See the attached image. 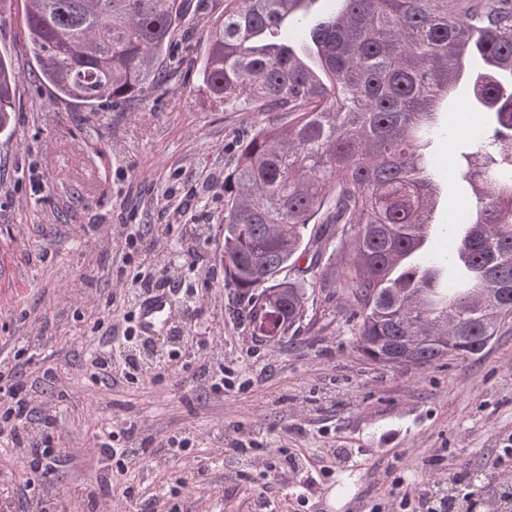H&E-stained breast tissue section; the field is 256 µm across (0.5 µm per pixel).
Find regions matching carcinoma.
<instances>
[{
	"instance_id": "carcinoma-1",
	"label": "carcinoma",
	"mask_w": 512,
	"mask_h": 512,
	"mask_svg": "<svg viewBox=\"0 0 512 512\" xmlns=\"http://www.w3.org/2000/svg\"><path fill=\"white\" fill-rule=\"evenodd\" d=\"M311 0H226L208 29L198 88L263 124L224 180V275L249 326L274 339L305 313L306 280L280 278L299 250L320 266L336 227L349 258L333 279L356 307L361 354L386 365L420 336L412 365L483 351L512 317V0H336L309 33L281 38ZM184 18L182 0H27L34 77L57 102L97 112L145 100ZM470 77L472 105L495 123L470 133L482 159L458 170L474 201L442 253L424 227L440 202L424 132H448L439 106ZM20 79L0 54V131ZM464 322L454 351L448 310Z\"/></svg>"
}]
</instances>
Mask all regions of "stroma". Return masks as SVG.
<instances>
[{"instance_id":"stroma-1","label":"stroma","mask_w":512,"mask_h":512,"mask_svg":"<svg viewBox=\"0 0 512 512\" xmlns=\"http://www.w3.org/2000/svg\"><path fill=\"white\" fill-rule=\"evenodd\" d=\"M185 8L170 79L145 101L89 112L35 83L25 0H0V53L22 74L0 132V360L35 407L56 415L58 445L45 477L0 455V512H93L106 500L112 512H150V485L162 488L164 512H400L389 493L398 476L433 486L407 512H438L443 499L457 512H512V319L471 358L382 367L358 351L335 289L315 287L296 330L277 343L253 335L224 278V193L208 182L232 174L261 117L224 111L196 84L224 0ZM442 191L437 247L462 232L448 212L471 193L461 180ZM163 254L194 292L175 302L174 338L214 337L209 355L182 371L174 338L132 362L116 340L111 380H94L92 354L134 310L135 292L162 281ZM227 366L245 388L212 391ZM110 422L135 429L139 462L124 475L91 452ZM170 436L190 439L186 459L161 450ZM242 443L262 450L263 465L238 454ZM289 451L320 467L321 493L303 489ZM494 458V474L472 483Z\"/></svg>"}]
</instances>
